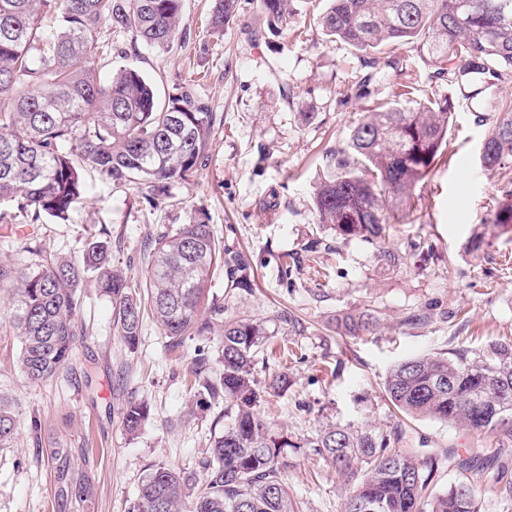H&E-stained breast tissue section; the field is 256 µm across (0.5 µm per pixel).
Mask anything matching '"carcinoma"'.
Returning <instances> with one entry per match:
<instances>
[{
    "label": "carcinoma",
    "instance_id": "carcinoma-1",
    "mask_svg": "<svg viewBox=\"0 0 512 512\" xmlns=\"http://www.w3.org/2000/svg\"><path fill=\"white\" fill-rule=\"evenodd\" d=\"M236 8V0H214L209 31L223 33ZM259 10L269 30L288 25V0H259ZM318 24L328 41L368 55L414 43L430 79L450 77L461 89L490 88L512 73V0H330ZM184 26L183 0H0V203L11 206L0 212V223L67 219L90 172L115 186L148 187L144 199L151 206L171 186L191 181L208 157L216 113L190 91L159 102L154 86L132 66L119 67L108 82L99 71V50L112 44V34L132 31L165 50ZM404 95L413 105L375 104L352 127L347 147L326 154L329 172L317 183L313 204L318 223L338 238L384 240L388 225L407 216L414 189L447 145L452 100L430 98L413 86ZM482 147L484 167L512 166V101L497 107ZM498 192L493 228L509 233L512 178ZM20 249L36 260L20 271L0 263V288L12 292L9 319L28 379L56 375L86 335L79 288L88 276L112 304L117 336L136 352L142 298L115 262L110 240L91 237L78 259L49 253L32 237L21 240ZM147 250L144 288L169 347L221 326L219 371L208 374L202 356L192 369L198 394L224 402V431L209 445L204 478L158 465L141 484L132 512H298L284 479V449L301 447L316 449L351 484L342 512H481L483 484L512 500L508 467L473 450L448 452V466L476 480L434 491L435 461L398 447L397 424L386 430L334 425L302 444L272 433L257 407L288 387V375L258 384L255 361L267 329L245 315L226 317L224 306L208 301L219 268L231 285L252 287L248 258L226 249L203 220L162 232ZM380 325L375 313L364 311L343 315L336 328L371 334ZM384 387L406 416L512 441L510 339L405 359L391 368ZM122 416L133 435L150 406L130 400ZM16 429L11 405L0 395L1 447ZM74 457L73 448L50 451L54 512H70L95 496Z\"/></svg>",
    "mask_w": 512,
    "mask_h": 512
}]
</instances>
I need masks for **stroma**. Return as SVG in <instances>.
<instances>
[{
  "label": "stroma",
  "mask_w": 512,
  "mask_h": 512,
  "mask_svg": "<svg viewBox=\"0 0 512 512\" xmlns=\"http://www.w3.org/2000/svg\"><path fill=\"white\" fill-rule=\"evenodd\" d=\"M211 5L184 0L186 25L169 52L125 32L117 39L122 55L101 62L103 78L131 64L153 82L159 99L184 86L222 116L209 157L191 182L171 187L153 208L140 189L88 175L86 195L67 221L48 218L33 228L0 223V262L30 264L32 255L17 243L32 231L47 249L69 258L79 257L95 233L121 242L115 258L140 283L144 241L205 219L225 248L248 255L253 269L247 290L230 287L216 272L211 296L225 315L244 313L267 327L258 380L280 371L290 378L287 391L264 397L259 407L273 433L301 444L288 452V489L299 512H341L343 479L303 440L336 423L389 429L395 410L383 382L401 360L437 356L459 343L512 339V234L492 238L474 254L465 249L478 225L493 218L496 191L507 176L481 166L479 152L497 101L512 97V76L470 100L450 83L430 80L414 45L367 66L352 47L328 42L315 20L326 0H290L288 25L275 34L258 26V0H238L236 18L220 37L206 27ZM411 82L425 84L431 95L452 96L448 144L416 187L408 218L390 224L382 244L336 238L318 224L313 206L315 184L327 173L325 152L346 144L364 108L394 98L399 85ZM315 243L317 269L306 266L293 280L282 279L285 259L303 258ZM384 247L406 252V261L386 265L379 257ZM80 295L87 335L64 369L35 382L19 368L9 294L0 291V394L10 399L17 420L13 442L0 447V512H54L47 456L60 445L75 449L97 487L93 505L77 504L72 512H131L149 469L198 467L211 436L224 430L223 404L195 397L190 368L196 349L214 356L218 334L192 337L172 352L148 315L132 353L115 335L112 305L93 279ZM367 309L381 317L378 331L337 334V316ZM418 310L427 311L429 321L407 324ZM131 399L151 406L133 435L122 422ZM404 430L406 447L438 460L437 492L469 478L449 468L450 449L480 448L512 463L510 441L429 419L407 421Z\"/></svg>",
  "instance_id": "obj_1"
}]
</instances>
